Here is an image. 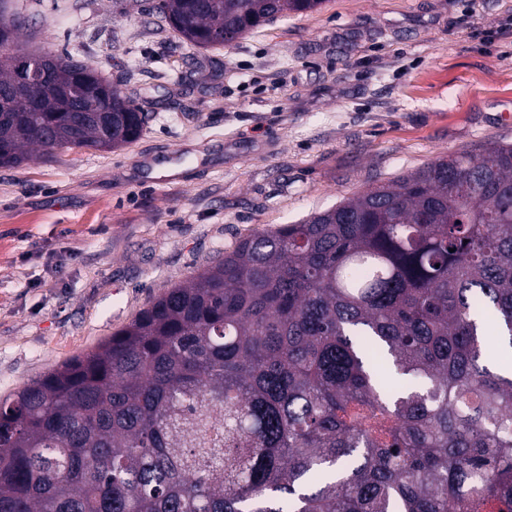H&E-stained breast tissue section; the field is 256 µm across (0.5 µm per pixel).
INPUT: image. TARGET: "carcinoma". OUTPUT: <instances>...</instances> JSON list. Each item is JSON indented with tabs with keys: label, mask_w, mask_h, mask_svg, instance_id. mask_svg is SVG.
<instances>
[{
	"label": "carcinoma",
	"mask_w": 512,
	"mask_h": 512,
	"mask_svg": "<svg viewBox=\"0 0 512 512\" xmlns=\"http://www.w3.org/2000/svg\"><path fill=\"white\" fill-rule=\"evenodd\" d=\"M326 0H159L198 49ZM28 0H0L26 25ZM39 112L0 60V167L146 114L63 52ZM84 111L77 112L75 108ZM512 142L243 238L0 401V512H512Z\"/></svg>",
	"instance_id": "obj_1"
}]
</instances>
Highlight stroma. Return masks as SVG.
<instances>
[{
    "instance_id": "stroma-1",
    "label": "stroma",
    "mask_w": 512,
    "mask_h": 512,
    "mask_svg": "<svg viewBox=\"0 0 512 512\" xmlns=\"http://www.w3.org/2000/svg\"><path fill=\"white\" fill-rule=\"evenodd\" d=\"M156 2L31 0L17 34L98 70L148 121L112 151L0 167V399L242 238L512 141V0H326L208 51Z\"/></svg>"
}]
</instances>
